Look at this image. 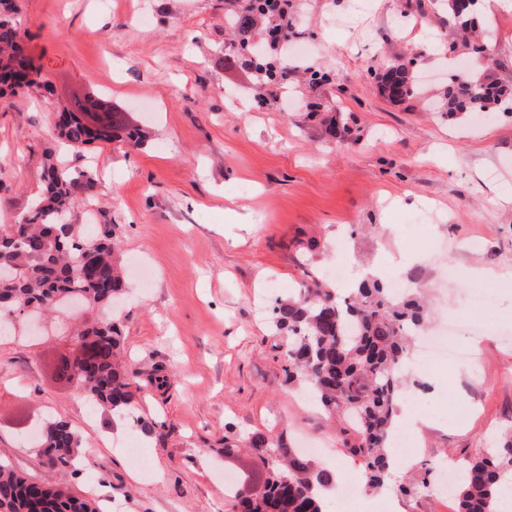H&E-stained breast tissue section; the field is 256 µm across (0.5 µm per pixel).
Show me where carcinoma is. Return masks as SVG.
<instances>
[{
	"label": "carcinoma",
	"mask_w": 512,
	"mask_h": 512,
	"mask_svg": "<svg viewBox=\"0 0 512 512\" xmlns=\"http://www.w3.org/2000/svg\"><path fill=\"white\" fill-rule=\"evenodd\" d=\"M268 0H249V6L232 10L229 23L237 35L239 58L268 81L288 76V67L264 60V50L251 44L252 31ZM16 0H0V98L18 90L44 84L25 47V33L13 21ZM448 11L458 21V33L475 34L480 16L459 14L457 0ZM380 92L399 101L418 92L414 75L403 64L376 76ZM512 100V87L499 84L483 71L454 72L443 94V109L450 115L492 110ZM77 106L62 112L57 136L74 148L94 142L111 143L123 136L134 145L142 134L129 128L124 113L110 112L97 127L85 122ZM91 171H77L49 161L43 189L27 216L14 224H0V259L12 264L17 275L0 280V319L7 313L31 308L53 312L66 302L83 300L94 309H108L125 294L126 283L112 226L103 224L88 232L84 225L66 223V213L93 188ZM96 255L95 269L87 271L85 258ZM425 319L416 298L399 297L375 280L363 282L354 295L340 297L334 288L317 283L300 290L272 308L270 326L286 338L284 356L288 377L307 384L313 399L327 411L340 414L347 425L336 429V441L359 462L371 488L384 485L395 465L388 445L396 426L403 380L400 367L410 353L412 332ZM76 337L98 345L96 358L63 359L59 375L74 381L97 409L121 415L135 402L137 374L121 361L122 334L110 318L86 321ZM49 461L50 475L29 483L8 465L0 463V512H97L94 501L70 495L57 474L77 469L80 434L64 421L47 424L36 442ZM268 465L264 491L243 492L233 507L238 512H326L321 489L335 484L327 469L313 466L290 448L252 440ZM512 469V435L497 448L463 462L464 477L457 482V512H499L500 478Z\"/></svg>",
	"instance_id": "cac0c4a2"
}]
</instances>
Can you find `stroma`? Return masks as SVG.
<instances>
[{"label": "stroma", "mask_w": 512, "mask_h": 512, "mask_svg": "<svg viewBox=\"0 0 512 512\" xmlns=\"http://www.w3.org/2000/svg\"><path fill=\"white\" fill-rule=\"evenodd\" d=\"M448 0H295L282 56L288 83L260 88L233 62L224 0H20L17 20L46 81L0 99V223L27 214L46 157L92 170L93 192L71 221L111 225L130 294L109 316L122 325L126 360L141 392L134 417L161 424L141 439L146 465L122 444L132 419L91 409L56 363L70 353L64 323L36 336L0 335V461L30 482L47 469L30 442L46 419L82 438L87 466L65 474L78 497L119 512H230L233 489L261 493L267 469L251 449L225 443L259 437L288 448L319 441L317 466L347 456L333 423L289 381L282 337L270 328L275 300L336 265L417 276L434 326L467 309L487 284L496 303L456 324L455 344H476L470 363L408 372L401 411L423 420L409 463L438 482L442 467L493 447L512 429V114L484 122L392 101L374 75L413 59L433 72L427 95L441 96L448 69ZM496 64L512 85V11L483 14ZM327 82L309 84L306 68ZM93 88L124 109L146 137L77 151L54 137L73 90ZM316 101L341 114L343 143L307 118ZM483 247L468 250L469 238ZM170 381L157 387V369ZM444 512L426 491L401 494L359 483L355 504L371 512Z\"/></svg>", "instance_id": "stroma-1"}]
</instances>
